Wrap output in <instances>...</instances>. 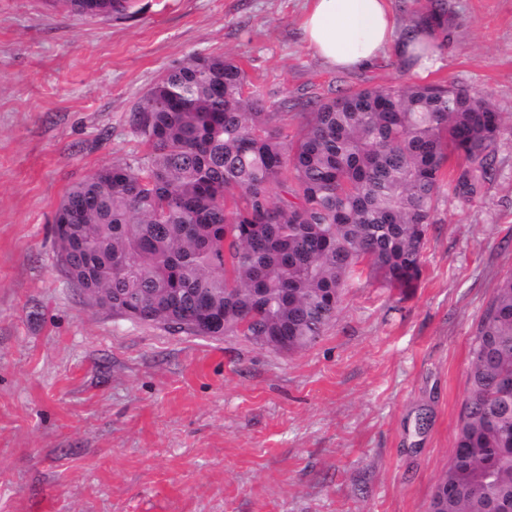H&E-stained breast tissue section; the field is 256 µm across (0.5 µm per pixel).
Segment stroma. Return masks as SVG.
<instances>
[{
	"mask_svg": "<svg viewBox=\"0 0 512 512\" xmlns=\"http://www.w3.org/2000/svg\"><path fill=\"white\" fill-rule=\"evenodd\" d=\"M426 77L306 46L309 0H136L129 16L0 0V512H427L468 395L472 337L512 270V0H446ZM239 60L268 106L455 82L501 112L480 197H442L419 288L362 275L312 348L113 317L64 276L66 192L142 157L129 118L170 67ZM428 426L417 430L419 415Z\"/></svg>",
	"mask_w": 512,
	"mask_h": 512,
	"instance_id": "35a3bbf8",
	"label": "stroma"
}]
</instances>
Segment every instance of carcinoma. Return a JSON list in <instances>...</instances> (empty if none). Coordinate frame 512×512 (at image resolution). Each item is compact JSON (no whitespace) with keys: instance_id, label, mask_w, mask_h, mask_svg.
<instances>
[{"instance_id":"1","label":"carcinoma","mask_w":512,"mask_h":512,"mask_svg":"<svg viewBox=\"0 0 512 512\" xmlns=\"http://www.w3.org/2000/svg\"><path fill=\"white\" fill-rule=\"evenodd\" d=\"M110 16L129 0H71ZM448 41L444 0L413 21ZM228 56L167 70L132 113L147 153L66 193L53 236L64 274L112 315L196 336L313 347L360 268L419 287L442 194L492 180L501 113L454 82L366 87L271 112ZM296 130L288 131V119ZM468 396L428 512H512V273L470 348Z\"/></svg>"}]
</instances>
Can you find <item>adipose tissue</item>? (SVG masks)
Segmentation results:
<instances>
[{"mask_svg":"<svg viewBox=\"0 0 512 512\" xmlns=\"http://www.w3.org/2000/svg\"><path fill=\"white\" fill-rule=\"evenodd\" d=\"M303 23L304 40L326 65L338 71L369 67L394 52L425 74L438 64L428 30L406 34L397 24L390 0H310Z\"/></svg>","mask_w":512,"mask_h":512,"instance_id":"1","label":"adipose tissue"}]
</instances>
